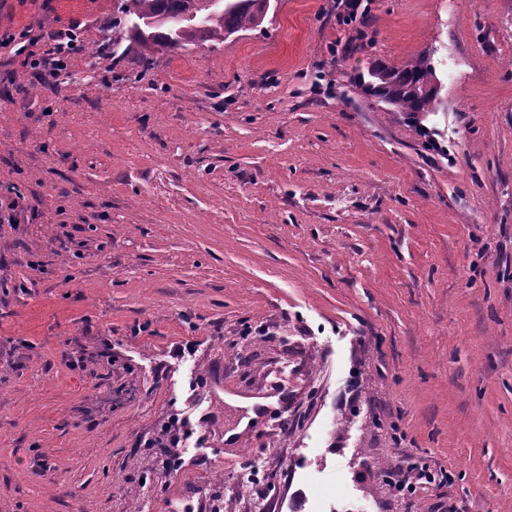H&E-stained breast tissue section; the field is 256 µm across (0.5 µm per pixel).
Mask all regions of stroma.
<instances>
[{
	"label": "stroma",
	"mask_w": 512,
	"mask_h": 512,
	"mask_svg": "<svg viewBox=\"0 0 512 512\" xmlns=\"http://www.w3.org/2000/svg\"><path fill=\"white\" fill-rule=\"evenodd\" d=\"M118 5L0 0L84 43L52 87L0 53V512H257L265 462L280 512H512V0H271L153 59ZM423 51L433 112L366 93ZM163 435L166 436V442L160 443V448H162L161 453V464L165 468V466H170L172 461L175 459L178 460L179 465L181 464V455L179 452V448H182L183 442L187 440V436L189 435V430L186 428L183 420H179L176 416H171L167 423L162 428Z\"/></svg>",
	"instance_id": "1"
}]
</instances>
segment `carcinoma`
<instances>
[{"label": "carcinoma", "mask_w": 512, "mask_h": 512, "mask_svg": "<svg viewBox=\"0 0 512 512\" xmlns=\"http://www.w3.org/2000/svg\"><path fill=\"white\" fill-rule=\"evenodd\" d=\"M271 0H122L112 27L126 29L130 44L148 56L164 55L178 47L204 41H222L230 35L259 26ZM148 20L142 29L129 24V17ZM370 95L404 112L412 119L429 111L438 94L431 58L420 54L400 67L381 63L369 69Z\"/></svg>", "instance_id": "carcinoma-1"}]
</instances>
